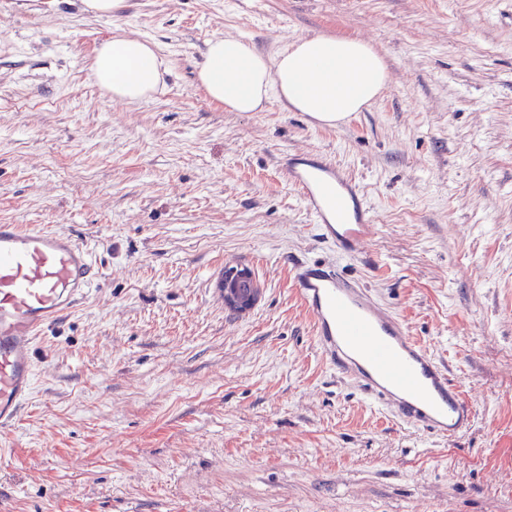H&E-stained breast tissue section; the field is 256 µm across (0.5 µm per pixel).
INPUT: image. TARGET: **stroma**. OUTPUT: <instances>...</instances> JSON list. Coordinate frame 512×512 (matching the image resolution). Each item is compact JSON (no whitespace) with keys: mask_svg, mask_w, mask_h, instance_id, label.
I'll return each instance as SVG.
<instances>
[{"mask_svg":"<svg viewBox=\"0 0 512 512\" xmlns=\"http://www.w3.org/2000/svg\"><path fill=\"white\" fill-rule=\"evenodd\" d=\"M125 31L170 64L116 100L91 74ZM275 55L358 38L389 82L334 127L271 100L227 112L209 40ZM323 155L371 208L363 254L322 242L282 159ZM0 223L61 229L97 280L40 336L0 429V512H512V0H0ZM319 260L388 306L473 407L434 437L320 358L291 266ZM247 266L233 314L207 290ZM223 281L224 288H221ZM209 290L212 298L224 303L225 308L244 314L256 305L262 289L250 268L236 267L221 271L214 288Z\"/></svg>","mask_w":512,"mask_h":512,"instance_id":"35a3bbf8","label":"stroma"}]
</instances>
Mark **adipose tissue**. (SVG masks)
Returning <instances> with one entry per match:
<instances>
[{
  "label": "adipose tissue",
  "mask_w": 512,
  "mask_h": 512,
  "mask_svg": "<svg viewBox=\"0 0 512 512\" xmlns=\"http://www.w3.org/2000/svg\"><path fill=\"white\" fill-rule=\"evenodd\" d=\"M91 70L114 97L138 102L162 89L168 66L152 43L119 33L100 45ZM387 79L373 47L327 35L296 41L273 56L241 38L218 37L207 43L197 71L209 99L226 110L260 112L276 99L330 126L371 105Z\"/></svg>",
  "instance_id": "adipose-tissue-1"
}]
</instances>
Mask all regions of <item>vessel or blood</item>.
<instances>
[{
  "instance_id": "1",
  "label": "vessel or blood",
  "mask_w": 512,
  "mask_h": 512,
  "mask_svg": "<svg viewBox=\"0 0 512 512\" xmlns=\"http://www.w3.org/2000/svg\"><path fill=\"white\" fill-rule=\"evenodd\" d=\"M284 165L323 239L360 255L370 210L355 180L323 157ZM86 246L65 231L0 223V427L12 426L32 393L35 343L99 277ZM297 292L314 323L322 359L404 425L456 437L472 412L447 369L356 282L318 263L296 268Z\"/></svg>"
}]
</instances>
